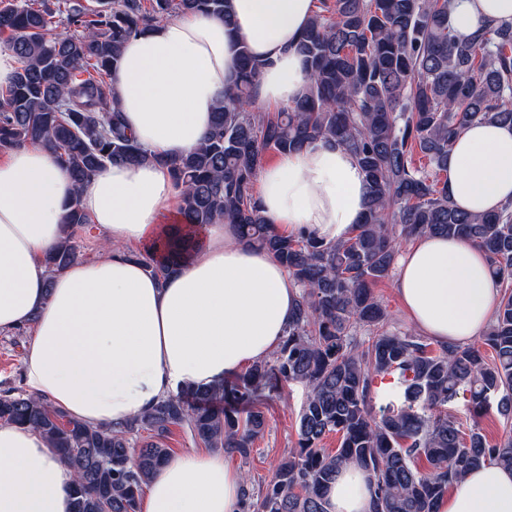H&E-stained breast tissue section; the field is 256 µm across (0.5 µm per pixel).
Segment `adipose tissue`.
Segmentation results:
<instances>
[{
  "instance_id": "obj_1",
  "label": "adipose tissue",
  "mask_w": 512,
  "mask_h": 512,
  "mask_svg": "<svg viewBox=\"0 0 512 512\" xmlns=\"http://www.w3.org/2000/svg\"><path fill=\"white\" fill-rule=\"evenodd\" d=\"M233 26L179 15L129 38L112 87L150 161L116 164L76 188L38 144L0 158V333L31 332L24 360L29 394L92 426L120 424L161 399L244 372L280 345L300 292L267 251L231 225H181L194 248L159 283L130 245L165 240L182 186L169 163L208 133L234 78L239 46L264 60L253 100L283 106L308 81L294 46L319 0H231ZM459 37L477 24L512 21V0H452ZM448 195L470 214L512 202V125L475 123L452 143ZM368 197L365 174L343 146L316 141L261 167L257 199L286 236L342 242ZM79 207L107 244L97 258L50 273L44 257ZM394 289L412 324L443 344L473 342L500 291L487 254L459 238L421 235L403 251ZM72 471L36 430L0 423V512H70ZM244 478L219 453L169 457L145 486L138 512H243ZM326 512H372L366 473L344 468ZM438 512H512V468L486 464L457 480Z\"/></svg>"
}]
</instances>
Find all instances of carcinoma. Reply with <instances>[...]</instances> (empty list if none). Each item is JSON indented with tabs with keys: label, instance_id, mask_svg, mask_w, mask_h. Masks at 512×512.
Wrapping results in <instances>:
<instances>
[{
	"label": "carcinoma",
	"instance_id": "carcinoma-1",
	"mask_svg": "<svg viewBox=\"0 0 512 512\" xmlns=\"http://www.w3.org/2000/svg\"><path fill=\"white\" fill-rule=\"evenodd\" d=\"M449 0H320L295 45L310 82L287 106L250 109L263 63L246 46L211 130L170 161L184 185L181 223L231 224L271 253L300 290L280 346L231 381L188 389L123 424L90 426L15 387L0 390V421L39 431L75 473L72 512H138L143 487L169 458L165 440L183 425L194 441L243 459L264 432L263 390L308 389L297 448L264 487L246 479V512H325L343 467L365 471L373 512H437L454 481L488 461L512 466V436L492 443L435 413L462 392L477 413L498 393L512 423V203L471 216L448 198V150L473 123L512 124V22L481 24L466 40ZM176 14L231 22L230 0H0V43L16 55L0 87V149L27 141L53 153L79 186L112 164L151 156L128 130L108 81L123 43ZM61 23L72 28L58 34ZM326 139L348 148L369 185L355 234L340 243L280 234L253 194L264 155ZM461 237L489 257L501 300L480 346L436 344L391 325L374 287L390 277L402 242ZM142 253L165 280L176 245ZM79 257L65 238L45 262L59 272ZM394 377L402 402L372 414L376 381ZM334 433V451L321 446Z\"/></svg>",
	"mask_w": 512,
	"mask_h": 512
}]
</instances>
